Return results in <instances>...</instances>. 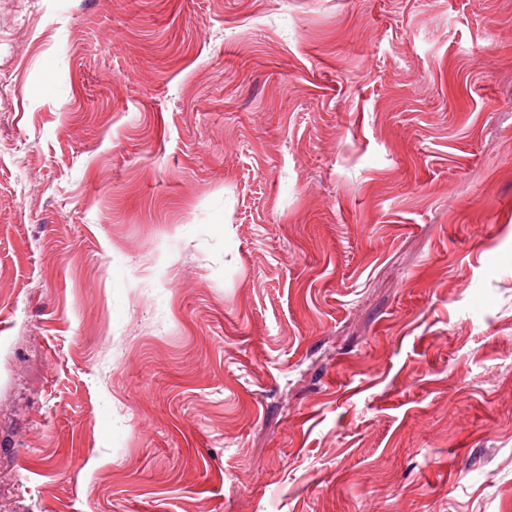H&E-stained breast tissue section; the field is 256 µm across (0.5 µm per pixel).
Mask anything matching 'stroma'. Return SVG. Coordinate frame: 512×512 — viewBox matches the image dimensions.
Returning a JSON list of instances; mask_svg holds the SVG:
<instances>
[{
  "label": "stroma",
  "mask_w": 512,
  "mask_h": 512,
  "mask_svg": "<svg viewBox=\"0 0 512 512\" xmlns=\"http://www.w3.org/2000/svg\"><path fill=\"white\" fill-rule=\"evenodd\" d=\"M0 512H512V0H0Z\"/></svg>",
  "instance_id": "obj_1"
}]
</instances>
